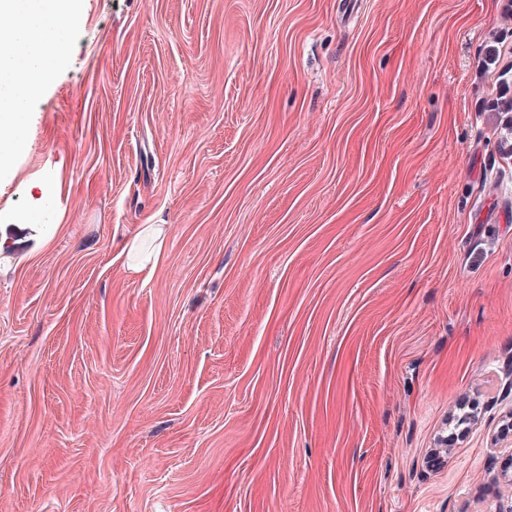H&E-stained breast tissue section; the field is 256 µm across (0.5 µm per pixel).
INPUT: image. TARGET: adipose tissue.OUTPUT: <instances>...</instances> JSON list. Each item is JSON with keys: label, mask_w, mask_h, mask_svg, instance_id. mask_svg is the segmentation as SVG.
<instances>
[{"label": "adipose tissue", "mask_w": 512, "mask_h": 512, "mask_svg": "<svg viewBox=\"0 0 512 512\" xmlns=\"http://www.w3.org/2000/svg\"><path fill=\"white\" fill-rule=\"evenodd\" d=\"M79 23L77 0H0V173L24 148L28 112ZM121 255L129 275L149 282L167 255L166 225H138Z\"/></svg>", "instance_id": "1"}]
</instances>
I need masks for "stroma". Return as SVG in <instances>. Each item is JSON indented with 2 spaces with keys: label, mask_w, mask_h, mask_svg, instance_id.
Returning a JSON list of instances; mask_svg holds the SVG:
<instances>
[{
  "label": "stroma",
  "mask_w": 512,
  "mask_h": 512,
  "mask_svg": "<svg viewBox=\"0 0 512 512\" xmlns=\"http://www.w3.org/2000/svg\"><path fill=\"white\" fill-rule=\"evenodd\" d=\"M80 12L0 176V512L512 498V130L474 79L501 0ZM167 227L165 224H141L130 234L121 255L126 272L147 283L167 255ZM508 429V431H507ZM496 448L494 450L496 458H501L504 461L502 477L507 479L509 484H512V420L507 427L501 431L500 438L497 440ZM510 471V476L506 473Z\"/></svg>",
  "instance_id": "obj_1"
}]
</instances>
